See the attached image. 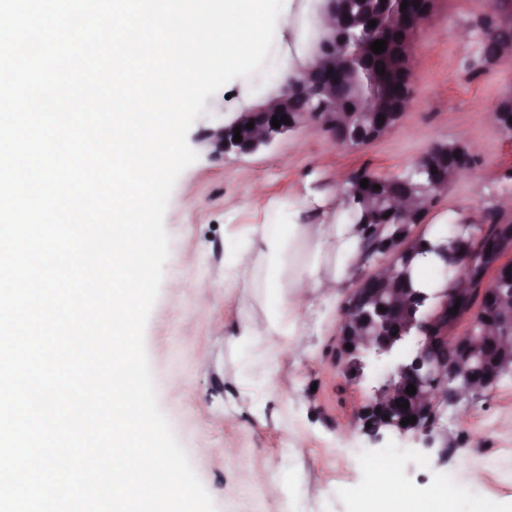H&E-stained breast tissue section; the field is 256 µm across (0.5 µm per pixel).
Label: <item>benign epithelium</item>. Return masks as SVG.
<instances>
[{
  "instance_id": "7a95c632",
  "label": "benign epithelium",
  "mask_w": 512,
  "mask_h": 512,
  "mask_svg": "<svg viewBox=\"0 0 512 512\" xmlns=\"http://www.w3.org/2000/svg\"><path fill=\"white\" fill-rule=\"evenodd\" d=\"M407 8L401 9L402 2ZM321 25L327 37L320 44L321 57L300 76L292 79L277 100L245 112L228 125L211 129L206 134L213 153L247 155L270 146L276 138L287 134L295 124L272 126L275 116H290L288 97L298 93L315 99L316 109L304 115L308 125H323L322 115L338 112L347 119L345 134L338 143L354 141L364 145L377 140L408 111L413 102L411 61L417 38L424 33L434 10L435 0H373V9L361 20L352 13V0H325ZM495 24L512 26V0H497L491 11ZM376 21L371 28L368 22ZM381 33L389 29L402 37L387 41L391 61L379 62L372 69L380 90L367 106H361L347 78L351 56L350 41L355 29ZM385 69L380 74L379 69ZM488 120L501 131L512 133V95L500 98L487 113ZM253 128L248 129V122ZM240 128L241 141H234V129ZM419 171L427 174L424 200L410 191L392 190L385 195L384 210L397 217V223L409 224L417 212L439 198L448 188V172L434 167L426 153L416 158ZM496 233L484 251L485 270L480 279L469 275L474 247L469 225L454 224L446 240L434 248L443 271H451L455 287L405 288V275L400 269L406 246L396 236L387 238L389 259L375 266L367 277L375 288L358 298L350 295L342 304L339 321L337 361L348 366L353 379L359 380L367 368V358L388 356L393 370L380 386L372 390L368 403L359 411L352 425L376 419L371 429L362 433L378 440L382 431L393 429L412 434L433 444L442 408L469 400L496 384L508 362L498 361L512 353V336L508 321L496 315L499 305L512 301V198L497 208ZM457 312H452L456 302ZM384 310H379V307ZM351 348H346V344ZM456 355L448 359V348ZM413 385L416 393L406 388ZM407 402L406 408L399 404ZM414 416L416 422L406 426L401 421Z\"/></svg>"
}]
</instances>
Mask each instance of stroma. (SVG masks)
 <instances>
[{"instance_id": "35a3bbf8", "label": "stroma", "mask_w": 512, "mask_h": 512, "mask_svg": "<svg viewBox=\"0 0 512 512\" xmlns=\"http://www.w3.org/2000/svg\"><path fill=\"white\" fill-rule=\"evenodd\" d=\"M490 0H436L412 61L411 109L378 140L357 148L335 144L321 128L303 126L248 155L216 156L206 129L228 123L241 90L226 85L206 100L188 133L197 161L179 176L164 224L169 256L144 334L157 401L217 512H354L350 489L370 465L395 450L397 479L418 494L440 479L512 512V376L471 402L449 406L432 446L385 431L379 442L350 430L383 374L354 382L336 364L340 307L347 289L320 288L299 312V331L278 359L245 368L229 335L263 320L255 287L224 285V242L247 224H281L323 193L316 218L341 214V176L410 171L431 145L467 136L478 146L471 172L456 177L429 209L422 232L438 224H479L512 196V135L486 114L512 92V63L471 76L458 33L488 12ZM257 393L241 402L243 384Z\"/></svg>"}]
</instances>
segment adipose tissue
Wrapping results in <instances>:
<instances>
[{"label":"adipose tissue","mask_w":512,"mask_h":512,"mask_svg":"<svg viewBox=\"0 0 512 512\" xmlns=\"http://www.w3.org/2000/svg\"><path fill=\"white\" fill-rule=\"evenodd\" d=\"M306 243L309 257L295 264L292 247ZM224 276L249 281L255 267L265 272L264 321L244 327L233 341L244 354L263 347L268 360H276L284 344L296 333L294 314L303 300L299 288H341L353 277L361 256L355 224H250L229 236L224 245ZM394 455L370 466V478L359 489L361 512H499L496 504L470 498L466 489L437 482L421 496L396 479Z\"/></svg>","instance_id":"adipose-tissue-1"}]
</instances>
